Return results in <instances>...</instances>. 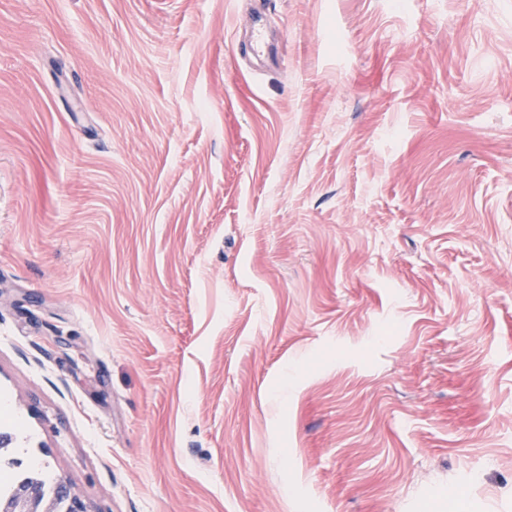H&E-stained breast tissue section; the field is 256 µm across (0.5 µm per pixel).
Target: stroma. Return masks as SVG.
<instances>
[{
    "instance_id": "stroma-1",
    "label": "stroma",
    "mask_w": 512,
    "mask_h": 512,
    "mask_svg": "<svg viewBox=\"0 0 512 512\" xmlns=\"http://www.w3.org/2000/svg\"><path fill=\"white\" fill-rule=\"evenodd\" d=\"M0 403L88 512H512V0H0Z\"/></svg>"
}]
</instances>
